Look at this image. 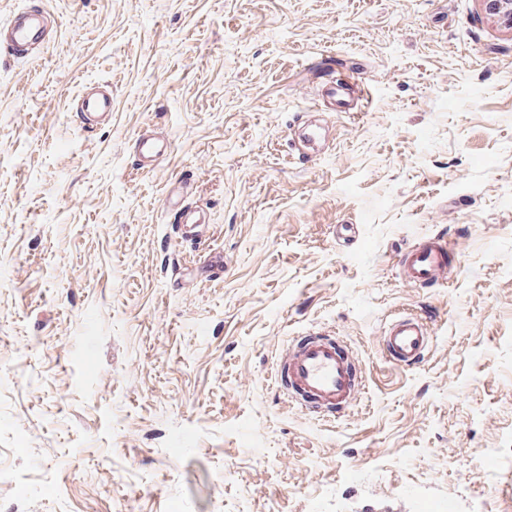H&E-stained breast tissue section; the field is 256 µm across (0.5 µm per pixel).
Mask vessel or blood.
I'll return each instance as SVG.
<instances>
[{"mask_svg": "<svg viewBox=\"0 0 512 512\" xmlns=\"http://www.w3.org/2000/svg\"><path fill=\"white\" fill-rule=\"evenodd\" d=\"M41 9L28 8L14 13L0 41V51L9 55L29 52L46 40ZM367 85L355 76L323 84L321 96L342 112H353L359 100L367 96ZM329 127L319 126L292 140L291 150L301 161H311L317 141L328 139ZM171 150L165 136L140 135L136 140L139 162L164 159ZM462 240L441 235L419 238L399 255V276L414 288H444L455 269ZM433 340L430 317L426 314L398 313L385 322L380 336L386 361L409 368L425 357ZM275 380L293 395L303 411L317 420H331L346 415L364 394L362 372L339 337L309 333L294 338L279 359Z\"/></svg>", "mask_w": 512, "mask_h": 512, "instance_id": "obj_1", "label": "vessel or blood"}]
</instances>
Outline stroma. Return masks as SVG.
<instances>
[{"instance_id":"35a3bbf8","label":"stroma","mask_w":512,"mask_h":512,"mask_svg":"<svg viewBox=\"0 0 512 512\" xmlns=\"http://www.w3.org/2000/svg\"><path fill=\"white\" fill-rule=\"evenodd\" d=\"M40 3L50 39L0 54V512H502L512 31L481 0ZM350 72L366 111L321 99ZM89 84L112 114L86 128ZM309 116L336 139L302 163ZM146 130L172 143L149 171ZM462 228L450 288L401 281L402 249ZM395 312L435 319L417 367L382 358ZM316 329L366 373L330 423L274 382Z\"/></svg>"}]
</instances>
